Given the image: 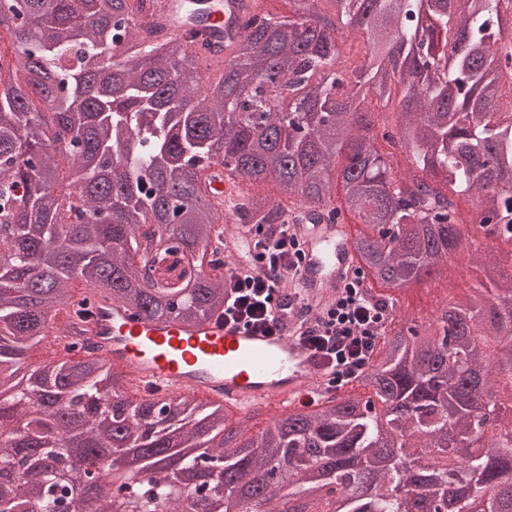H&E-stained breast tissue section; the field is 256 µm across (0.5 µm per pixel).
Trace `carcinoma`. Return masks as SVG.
Instances as JSON below:
<instances>
[{
	"mask_svg": "<svg viewBox=\"0 0 512 512\" xmlns=\"http://www.w3.org/2000/svg\"><path fill=\"white\" fill-rule=\"evenodd\" d=\"M157 0H12L15 71L0 75V468L14 484L0 512H180L193 490L168 470L134 497L88 502L65 467L69 441L94 457L143 448L180 459L217 426L224 437L206 483L216 505L247 487L266 512L324 488L355 486L333 512H415L451 501L501 512L512 491V428L498 425L493 395L512 393V275L506 253L481 252L486 282L440 309L444 336L385 340L363 382L385 405L378 419L362 397L323 412L280 418L257 439L224 425L222 406L180 395L161 408L132 399L124 378L88 354L76 320L89 293L106 290L148 318L192 322L224 308V249L209 248L232 216L282 224V202L257 194L237 207L209 188L216 159L228 178L271 181L281 195L353 214L372 228L352 246L372 280L397 288L430 278L460 247L458 199L472 196L487 224L512 203V0H292L296 20L247 9L239 36L221 45L232 65L211 82L173 64L206 51L184 34L145 21ZM184 0L201 25L218 0ZM368 35L347 69L339 30ZM399 84L395 132L382 138L406 155L398 180L373 135L375 104ZM341 206L330 207L336 184ZM501 260H496V257ZM66 312L78 359L31 369L30 352ZM24 422V443L10 425ZM489 446H473L483 430ZM417 432L437 454L405 448ZM285 463L283 486L261 481Z\"/></svg>",
	"mask_w": 512,
	"mask_h": 512,
	"instance_id": "carcinoma-1",
	"label": "carcinoma"
}]
</instances>
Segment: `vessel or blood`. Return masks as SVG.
Here are the masks:
<instances>
[{
	"label": "vessel or blood",
	"mask_w": 512,
	"mask_h": 512,
	"mask_svg": "<svg viewBox=\"0 0 512 512\" xmlns=\"http://www.w3.org/2000/svg\"><path fill=\"white\" fill-rule=\"evenodd\" d=\"M308 214L301 205L288 211L303 256L279 333L271 336L219 314L193 324L173 316L148 319L98 295L82 325L85 339L95 355L146 394L190 393L237 410L258 403L288 410L305 398L336 396L326 366L296 339L299 316L303 305L319 308L331 302L360 264L349 224H312ZM224 244L239 266L255 253L253 238L241 232L227 234Z\"/></svg>",
	"instance_id": "obj_1"
}]
</instances>
